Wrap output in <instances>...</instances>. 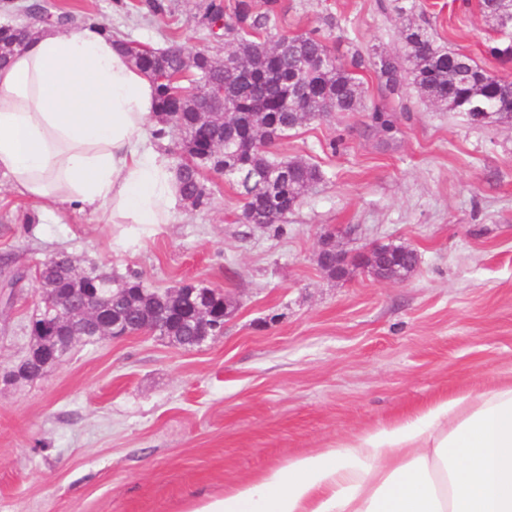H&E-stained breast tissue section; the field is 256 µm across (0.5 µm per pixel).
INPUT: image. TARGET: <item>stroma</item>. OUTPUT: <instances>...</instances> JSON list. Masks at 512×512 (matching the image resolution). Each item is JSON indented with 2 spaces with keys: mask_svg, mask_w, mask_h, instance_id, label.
Wrapping results in <instances>:
<instances>
[{
  "mask_svg": "<svg viewBox=\"0 0 512 512\" xmlns=\"http://www.w3.org/2000/svg\"><path fill=\"white\" fill-rule=\"evenodd\" d=\"M113 33L164 48L210 43L188 20L122 14L112 0H47ZM284 28H328L337 58L361 53L366 105L399 132L363 131L362 112L306 122L273 146L318 164L282 234L240 221L228 177L205 173L212 205L170 224H108L0 187V366L32 344L36 266L64 251L166 290L192 281L231 305L224 333L179 347L150 333L77 344L33 382L0 380V512H183L193 497L401 420L448 394L512 379V122L474 125L412 84L380 85L402 47L398 7L450 50L512 78L479 0H282ZM34 222H27V215ZM354 253L416 249L399 283L317 264L321 236ZM367 118L366 130L375 132L385 140L395 138L399 132L393 114L384 107L374 106L368 113Z\"/></svg>",
  "mask_w": 512,
  "mask_h": 512,
  "instance_id": "1",
  "label": "stroma"
}]
</instances>
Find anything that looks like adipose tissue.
<instances>
[{"label": "adipose tissue", "instance_id": "obj_1", "mask_svg": "<svg viewBox=\"0 0 512 512\" xmlns=\"http://www.w3.org/2000/svg\"><path fill=\"white\" fill-rule=\"evenodd\" d=\"M151 80L107 25L42 27L0 65V176L43 210L168 224L180 197L148 130ZM184 512H512V382L292 458Z\"/></svg>", "mask_w": 512, "mask_h": 512}]
</instances>
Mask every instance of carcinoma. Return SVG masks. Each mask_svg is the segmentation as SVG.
<instances>
[{"label": "carcinoma", "instance_id": "obj_1", "mask_svg": "<svg viewBox=\"0 0 512 512\" xmlns=\"http://www.w3.org/2000/svg\"><path fill=\"white\" fill-rule=\"evenodd\" d=\"M118 11L146 15L172 14L178 0H112ZM26 20L0 25V62L21 52L31 29L45 19L68 28L80 20L71 12L49 13L47 4L30 0L23 5ZM190 18L212 41L224 44L226 53L261 73L265 80L248 81L211 53L190 56V50L176 45L150 48L121 39L119 45L129 62L149 76L155 85L158 122L154 131L165 137L167 129L182 134L181 152L174 164L181 201L192 203L190 210L210 207L212 197L202 181V172L231 175L244 199L241 221L264 228L282 230L289 212L302 195L323 181L318 165L302 159H276L270 147L303 123L334 112L364 109L362 82L354 70L365 65L355 54L352 67L338 62L328 38L318 31L287 36L280 32L281 0H190ZM492 53L512 60V31L500 32ZM485 72L473 58L438 44L424 29L404 26V51L380 59L378 78L391 95L410 82L431 102L447 112H458L472 124H491L512 119V81L483 85ZM224 86V104L214 111H202L208 87ZM366 130L391 140L399 132L395 118L386 108L375 106L367 115ZM263 142L261 150L239 151L242 139ZM42 288L57 290L53 303L45 306L51 314L68 298L92 297L110 311L116 328L134 333L147 324L146 313L172 301L170 291L144 284L137 274L97 280L69 278L61 264L53 261L44 271ZM203 334L199 325L174 313L164 336L182 347L194 346V337Z\"/></svg>", "mask_w": 512, "mask_h": 512}]
</instances>
